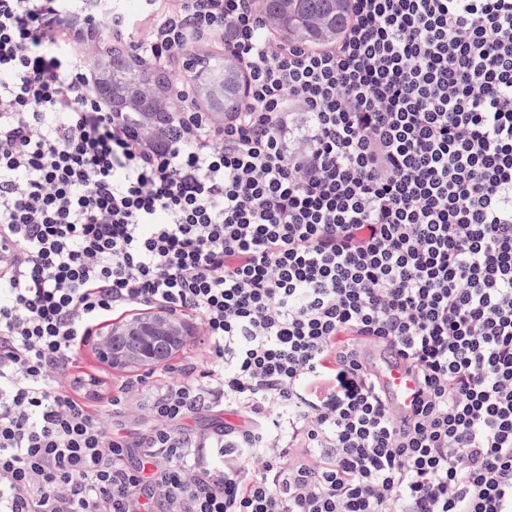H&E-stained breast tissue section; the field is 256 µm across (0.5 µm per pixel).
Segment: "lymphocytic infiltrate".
Listing matches in <instances>:
<instances>
[{
	"label": "lymphocytic infiltrate",
	"instance_id": "lymphocytic-infiltrate-1",
	"mask_svg": "<svg viewBox=\"0 0 512 512\" xmlns=\"http://www.w3.org/2000/svg\"><path fill=\"white\" fill-rule=\"evenodd\" d=\"M65 3L0 0V512H512V0H348L311 47L258 0L113 7L142 57L244 73L162 149L107 111ZM153 308L209 359L123 381L132 443L73 356ZM192 54L196 53H209L213 56L211 60L203 62L209 72L214 76L224 77V88L221 85H215L211 88V95L214 97L221 96L224 91V99L220 104L222 112H218L217 116H227L232 112H236L241 98V74L238 67L230 62L217 59L220 57L224 59L222 55L216 49L206 45H198L190 48ZM386 351L387 359L381 376L383 389L391 406L399 412H404L411 406L417 384L395 351L389 347ZM111 411H103L102 420L104 425L107 428H112L115 432H118L120 435L124 436L127 439L136 438L143 427L145 426V421L142 419L137 420H129V419H120L111 417Z\"/></svg>",
	"mask_w": 512,
	"mask_h": 512
}]
</instances>
